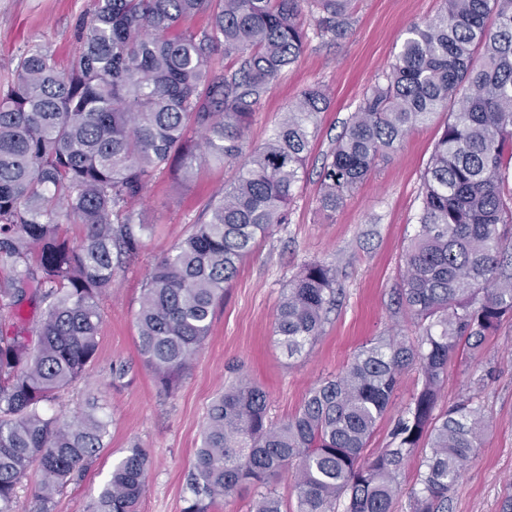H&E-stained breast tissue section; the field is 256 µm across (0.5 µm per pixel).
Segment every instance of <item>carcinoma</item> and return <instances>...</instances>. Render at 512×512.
Returning a JSON list of instances; mask_svg holds the SVG:
<instances>
[{
	"instance_id": "carcinoma-1",
	"label": "carcinoma",
	"mask_w": 512,
	"mask_h": 512,
	"mask_svg": "<svg viewBox=\"0 0 512 512\" xmlns=\"http://www.w3.org/2000/svg\"><path fill=\"white\" fill-rule=\"evenodd\" d=\"M217 2L201 33L181 18ZM352 0H96L66 70L39 44L16 57L0 97V512H14L32 465L38 512L96 459L111 420L88 404L74 416L47 406L82 380L96 358L101 300L138 253L147 225L131 210L155 173L176 161L183 178L208 159L243 154L248 121L267 89L316 34L351 26ZM218 49L237 66L208 68ZM329 107L319 84L289 104L264 146L252 151L208 216L146 278L136 314L138 348L173 389L209 336L216 305L255 242L288 223V206ZM448 121L422 187L420 224L389 306L413 320L409 340L392 329L356 351L336 375L308 389L299 409L274 422L268 394L240 376L207 412L183 512H208L244 489L252 512H284L270 488L293 469L294 512H393L405 463L420 457L410 512H448V490L480 444L486 421L468 399L438 404L460 345L482 347L512 317V0H445L410 24L385 82L351 115L320 177L333 212L378 158L433 115ZM199 135L195 140L189 132ZM80 224L73 244L64 225ZM336 267L305 265L283 289L273 321L293 357L315 341L336 303ZM45 305L37 341L18 325L26 302ZM422 380L390 444L364 455L402 371ZM148 453L138 444L113 462L86 512H137Z\"/></svg>"
}]
</instances>
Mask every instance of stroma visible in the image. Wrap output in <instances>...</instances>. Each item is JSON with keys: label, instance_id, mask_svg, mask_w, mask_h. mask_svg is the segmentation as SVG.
<instances>
[{"label": "stroma", "instance_id": "1", "mask_svg": "<svg viewBox=\"0 0 512 512\" xmlns=\"http://www.w3.org/2000/svg\"><path fill=\"white\" fill-rule=\"evenodd\" d=\"M94 4L0 0V92L7 91L14 59L27 45L45 46L57 67L67 68L79 52V24ZM443 6V0H353L354 22L348 31L337 39L313 36L309 49L264 94L245 131L251 148L265 144L289 104L309 85L326 88L330 107L320 115L287 223L259 240L243 262L215 310L203 348L171 391L162 388L138 352L141 288L151 268L190 233L212 197L233 180L237 165L210 161L187 183L173 165L149 183L133 216L150 230L138 256L118 272L111 294L102 301L95 361L57 404L71 414L88 395L97 396L112 420L111 436L81 480L56 495L53 512H86L108 480L113 461L135 443L150 454L138 512H183L206 410L232 380V367H240L268 393L269 415L279 421L299 407L313 383L338 373L367 340L394 326L414 336L409 316L391 315L388 303L401 280L421 212L424 173L447 113H437L389 150L336 212L322 208L319 180L345 121L394 62L406 27ZM314 261L336 266L338 305L310 350L291 358L272 336L274 313L283 288ZM118 369L123 372L119 378L114 375ZM420 385L417 368L402 372L369 450L389 444L397 415ZM468 397L484 408L489 423L475 456L448 492V512H500L512 486V319L487 336L480 350L455 353L441 405L447 408Z\"/></svg>", "mask_w": 512, "mask_h": 512}]
</instances>
